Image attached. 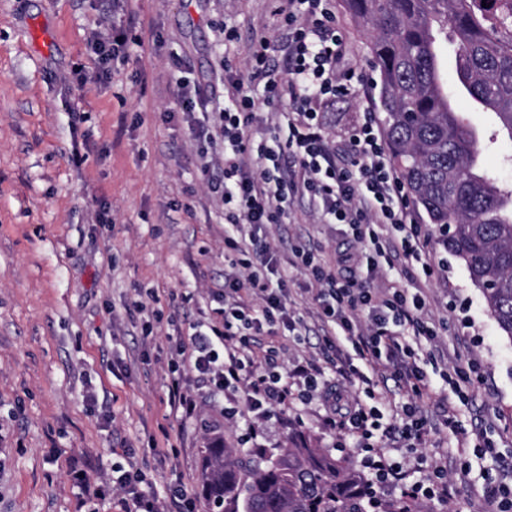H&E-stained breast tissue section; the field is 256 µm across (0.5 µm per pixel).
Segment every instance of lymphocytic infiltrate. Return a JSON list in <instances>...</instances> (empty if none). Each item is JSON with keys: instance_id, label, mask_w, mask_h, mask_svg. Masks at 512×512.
<instances>
[{"instance_id": "1", "label": "lymphocytic infiltrate", "mask_w": 512, "mask_h": 512, "mask_svg": "<svg viewBox=\"0 0 512 512\" xmlns=\"http://www.w3.org/2000/svg\"><path fill=\"white\" fill-rule=\"evenodd\" d=\"M274 13L288 24L286 42L263 34L248 49L254 75L265 81L264 102L235 80L229 83L231 105L215 113L207 98H191L188 83L178 82L174 91L181 105L208 114L201 138L222 144L219 158L202 157L200 171L207 178L221 173L212 190L224 208V254L237 266L224 279L218 319L177 333V353L200 387L223 396L225 418L245 419L243 443L260 447L275 407L315 402L328 425L338 426L342 437L363 451L370 483L383 490L403 481L412 498H442L443 470L407 482L402 463L385 450H411L424 442L427 374L412 341L435 343L447 324L424 317L422 291L394 282L381 290L374 286L398 252L418 266L423 279L434 277L429 230L418 222L393 170L376 112L364 107L340 141L332 140L324 125L325 110L337 98L359 93L365 83L341 67L346 42L333 0H282ZM265 106L274 110L285 145L252 151L249 142L265 134L258 119ZM296 199L307 200L320 223L342 226L345 248L336 265L324 261L318 249L294 244L283 256L269 242L267 227L284 223ZM297 275L315 284L308 301L324 327L327 352L349 344L354 356L332 358L324 368L300 358L280 365L277 338L295 333L302 322L289 288ZM378 373L396 379L403 403L384 401L374 380ZM351 376L361 395L346 404L336 381ZM70 475L87 496L99 499L108 489L119 490L124 512H195L180 489L159 501L142 488L135 470L120 465L113 466L107 488L92 486L85 470L75 467Z\"/></svg>"}]
</instances>
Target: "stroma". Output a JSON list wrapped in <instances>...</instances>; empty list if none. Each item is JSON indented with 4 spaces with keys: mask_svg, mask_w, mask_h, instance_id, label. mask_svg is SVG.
<instances>
[{
    "mask_svg": "<svg viewBox=\"0 0 512 512\" xmlns=\"http://www.w3.org/2000/svg\"><path fill=\"white\" fill-rule=\"evenodd\" d=\"M346 64L375 80L369 28L337 0ZM273 0H0V512H75L70 459L91 483L132 461L149 488L165 496L181 486L198 499L203 448L239 445L240 428L219 403L197 394L193 418L167 404L177 355L172 325L208 321L224 290V210L199 170L193 129L202 115L172 94L176 79L228 90L214 72L241 79L256 97L247 47L270 32ZM132 26L134 42L98 73L91 31ZM234 40H225V32ZM454 104L477 127L481 164L512 185V138L494 113L463 92ZM275 241L336 246L296 201ZM444 279L427 292L428 314L448 329L417 359L428 374L426 442L416 451L421 475L442 469L447 499L421 500L422 512H491L488 485L512 482V341L503 337L465 265L440 243ZM453 301L454 311L442 304ZM300 339L286 359L325 365L314 309H302ZM153 332L144 335L142 326ZM478 364L464 384L460 420L472 443L493 447L479 464L441 423L437 403L449 392L442 362ZM332 448L335 433L315 404L287 423L271 422L269 447L294 432Z\"/></svg>",
    "mask_w": 512,
    "mask_h": 512,
    "instance_id": "35a3bbf8",
    "label": "stroma"
}]
</instances>
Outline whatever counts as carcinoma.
<instances>
[{"label":"carcinoma","instance_id":"1","mask_svg":"<svg viewBox=\"0 0 512 512\" xmlns=\"http://www.w3.org/2000/svg\"><path fill=\"white\" fill-rule=\"evenodd\" d=\"M344 3L374 29L369 50L400 178L430 223L446 230L441 243L512 341V188L476 170L480 139L452 106L440 63L444 43H455L458 84L512 139V0ZM201 495L223 512H420L406 495L374 498L360 472L304 434L271 454L203 449Z\"/></svg>","mask_w":512,"mask_h":512}]
</instances>
